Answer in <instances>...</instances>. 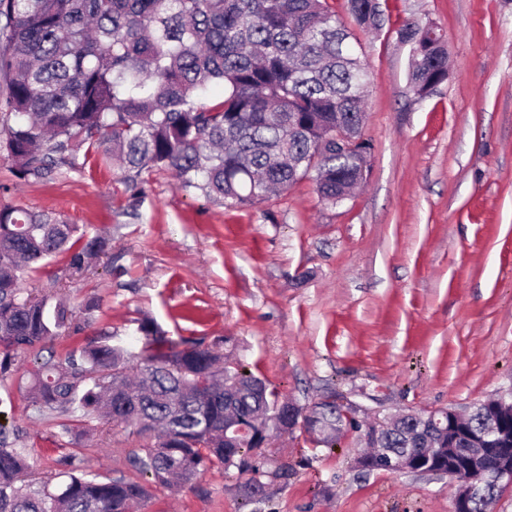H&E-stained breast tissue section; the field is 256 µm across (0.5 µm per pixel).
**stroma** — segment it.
I'll return each mask as SVG.
<instances>
[{"instance_id": "35a3bbf8", "label": "stroma", "mask_w": 512, "mask_h": 512, "mask_svg": "<svg viewBox=\"0 0 512 512\" xmlns=\"http://www.w3.org/2000/svg\"><path fill=\"white\" fill-rule=\"evenodd\" d=\"M391 22L432 20L448 38V79L428 98L408 87L409 50L393 34L359 35L368 65L366 179L338 205L312 178L230 208L150 168L129 183L91 152L74 168L18 179L0 154V209L49 213L111 241L82 277L63 257L22 288L67 299L77 333L64 355L107 332L138 350L153 318L174 340L203 342L310 409L339 400L357 419L464 410L512 388V0H385ZM96 298L94 312L84 310ZM35 354L19 352L0 424L56 488L68 464L130 478L144 440L111 421L61 435L32 410ZM359 433L335 447L302 431L247 460L264 497L249 501L238 468L215 463L176 490L152 487L141 512H450L448 477L363 470Z\"/></svg>"}]
</instances>
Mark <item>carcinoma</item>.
I'll list each match as a JSON object with an SVG mask.
<instances>
[{
	"mask_svg": "<svg viewBox=\"0 0 512 512\" xmlns=\"http://www.w3.org/2000/svg\"><path fill=\"white\" fill-rule=\"evenodd\" d=\"M352 23L381 32V0H347ZM409 48V89L419 99L448 78L443 30L407 18L392 29ZM352 33L330 0H0V151L21 178L75 165L100 147L119 159L131 182L158 167L186 187L229 207L253 205L314 175L322 200L336 204L360 183L370 144L363 139L367 70ZM212 85L223 96L210 100ZM360 139L336 155V125ZM318 155L314 167L311 156ZM104 234L24 209L0 212V380L14 353L35 351L71 328L66 304L32 298L21 275L66 255L84 275L108 247ZM132 352L112 336L71 348L62 361L35 357L27 399L40 415L108 417L152 440L136 455L138 471L163 487L184 486L208 465L239 467L260 447L268 422L290 428L291 405L266 383L199 345L184 347L143 320ZM334 431L376 433L359 464L448 470L455 449L488 419L512 443V406L476 405L467 417L438 411L426 432L406 415L365 425L333 403L319 405ZM0 426V512H139L150 497L138 479L101 481L62 473L57 490L33 487L30 465ZM424 448L438 452L425 458Z\"/></svg>",
	"mask_w": 512,
	"mask_h": 512,
	"instance_id": "cac0c4a2",
	"label": "carcinoma"
}]
</instances>
